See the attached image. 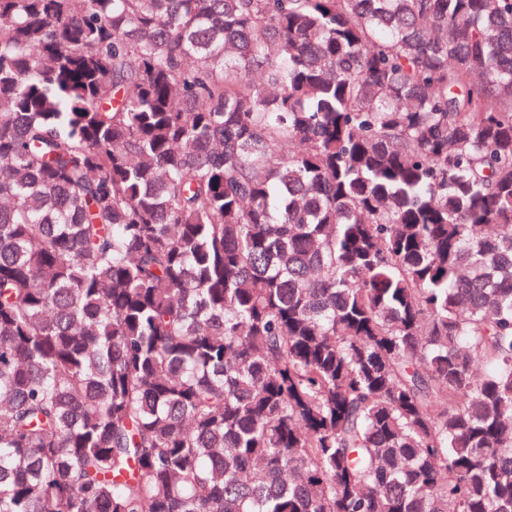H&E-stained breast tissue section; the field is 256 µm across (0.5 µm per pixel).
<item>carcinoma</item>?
Returning a JSON list of instances; mask_svg holds the SVG:
<instances>
[{"mask_svg":"<svg viewBox=\"0 0 512 512\" xmlns=\"http://www.w3.org/2000/svg\"><path fill=\"white\" fill-rule=\"evenodd\" d=\"M0 512H512V0H0Z\"/></svg>","mask_w":512,"mask_h":512,"instance_id":"carcinoma-1","label":"carcinoma"}]
</instances>
